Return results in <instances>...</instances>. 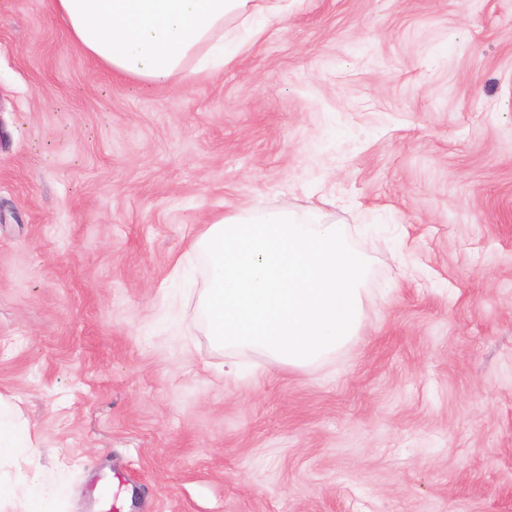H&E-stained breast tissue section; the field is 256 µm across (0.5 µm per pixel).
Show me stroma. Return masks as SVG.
Listing matches in <instances>:
<instances>
[{
	"label": "stroma",
	"instance_id": "obj_1",
	"mask_svg": "<svg viewBox=\"0 0 512 512\" xmlns=\"http://www.w3.org/2000/svg\"><path fill=\"white\" fill-rule=\"evenodd\" d=\"M0 0V399L60 512H512V0H285L123 79ZM374 224L357 338L246 371L172 268L215 216Z\"/></svg>",
	"mask_w": 512,
	"mask_h": 512
}]
</instances>
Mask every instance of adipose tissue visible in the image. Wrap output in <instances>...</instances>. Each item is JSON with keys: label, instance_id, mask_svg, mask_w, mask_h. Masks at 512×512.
Masks as SVG:
<instances>
[{"label": "adipose tissue", "instance_id": "ef3b65f1", "mask_svg": "<svg viewBox=\"0 0 512 512\" xmlns=\"http://www.w3.org/2000/svg\"><path fill=\"white\" fill-rule=\"evenodd\" d=\"M251 0H52V12L85 55L131 80L191 78L225 56L224 24L248 19ZM25 488L24 512H58L65 485L39 472L0 478V501Z\"/></svg>", "mask_w": 512, "mask_h": 512}]
</instances>
